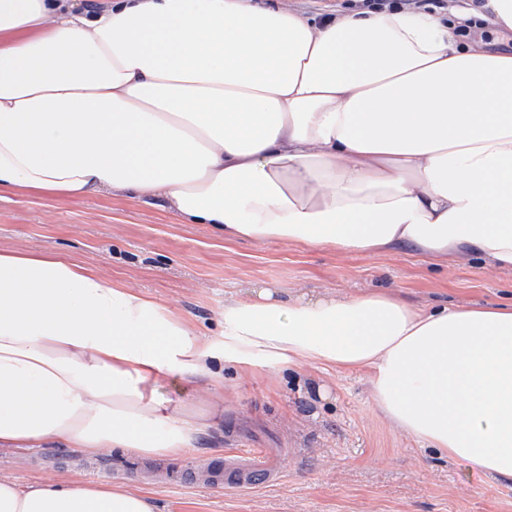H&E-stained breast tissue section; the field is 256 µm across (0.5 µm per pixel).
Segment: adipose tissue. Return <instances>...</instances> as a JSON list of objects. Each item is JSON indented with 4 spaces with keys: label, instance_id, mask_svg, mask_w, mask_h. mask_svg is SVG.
Wrapping results in <instances>:
<instances>
[{
    "label": "adipose tissue",
    "instance_id": "obj_1",
    "mask_svg": "<svg viewBox=\"0 0 512 512\" xmlns=\"http://www.w3.org/2000/svg\"><path fill=\"white\" fill-rule=\"evenodd\" d=\"M512 0L311 17L263 0H0V194L158 197L225 241L512 270ZM219 335L54 254L0 248V449L179 458L224 369L361 373L422 447L512 477V303L374 291L226 301ZM196 384L192 404L157 388ZM0 512H156L142 492L0 479Z\"/></svg>",
    "mask_w": 512,
    "mask_h": 512
}]
</instances>
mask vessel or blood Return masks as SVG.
I'll list each match as a JSON object with an SVG mask.
<instances>
[{"label": "vessel or blood", "instance_id": "1", "mask_svg": "<svg viewBox=\"0 0 512 512\" xmlns=\"http://www.w3.org/2000/svg\"><path fill=\"white\" fill-rule=\"evenodd\" d=\"M215 481L238 490L279 482L281 471L260 448L237 450L225 455L224 461L214 467Z\"/></svg>", "mask_w": 512, "mask_h": 512}]
</instances>
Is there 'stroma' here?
Masks as SVG:
<instances>
[{"label":"stroma","mask_w":512,"mask_h":512,"mask_svg":"<svg viewBox=\"0 0 512 512\" xmlns=\"http://www.w3.org/2000/svg\"><path fill=\"white\" fill-rule=\"evenodd\" d=\"M0 247L49 252L98 270L221 331L224 301L251 288L278 297L385 289L405 301L481 307L512 302V271L481 260L434 264L410 252L354 255L257 240L227 243L208 225L184 224L160 200L112 195L0 201ZM266 448L278 484L214 486L225 449ZM118 476L153 498L157 512H512V479L491 477L420 448L372 407L359 374L312 366L276 380L228 374L217 429L183 457L88 458L60 448L0 452V478L96 482Z\"/></svg>","instance_id":"35a3bbf8"}]
</instances>
